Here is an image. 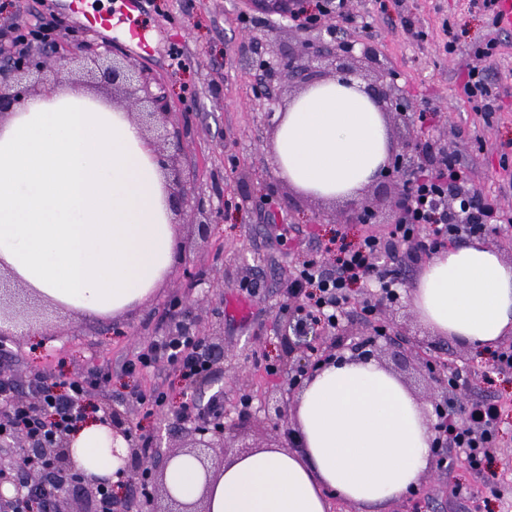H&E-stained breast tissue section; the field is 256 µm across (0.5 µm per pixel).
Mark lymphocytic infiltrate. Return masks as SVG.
<instances>
[{"mask_svg":"<svg viewBox=\"0 0 512 512\" xmlns=\"http://www.w3.org/2000/svg\"><path fill=\"white\" fill-rule=\"evenodd\" d=\"M30 12L28 0H13L11 11L0 14V45L25 53L76 33L75 28H61L54 16L29 26L26 17ZM436 164L429 181L411 186L404 211L389 236L366 233L356 243L340 245L336 267L330 272L310 256L295 265L289 281V294L294 301L289 328L294 335L335 329L356 290L374 287L381 300L394 301L398 282L381 270L380 261L394 257L397 245H408L406 258L415 263L422 256L438 252L448 241L477 234L485 225L501 223L503 212L497 201L485 198L480 204L472 203L470 177L455 156L437 154ZM452 192L459 198L453 210L446 205ZM198 348V337L187 327L137 351L124 362L123 369L132 373L164 361L176 366L184 378L193 379L207 369ZM110 377V369L104 368L86 377L50 383L33 380L28 384L29 399L22 402L17 398L18 384L13 375L1 369L0 437L25 435L36 442L46 441L57 432L76 428L84 419L90 389L105 385ZM501 415L498 401L472 400L462 416L440 422L439 427L449 446L458 449L468 465L477 470L490 460Z\"/></svg>","mask_w":512,"mask_h":512,"instance_id":"f902f5d3","label":"lymphocytic infiltrate"}]
</instances>
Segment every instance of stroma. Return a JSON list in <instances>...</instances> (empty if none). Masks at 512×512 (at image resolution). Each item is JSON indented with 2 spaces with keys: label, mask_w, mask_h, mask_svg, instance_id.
<instances>
[{
  "label": "stroma",
  "mask_w": 512,
  "mask_h": 512,
  "mask_svg": "<svg viewBox=\"0 0 512 512\" xmlns=\"http://www.w3.org/2000/svg\"><path fill=\"white\" fill-rule=\"evenodd\" d=\"M242 0H147L131 24L161 30L165 41L183 47L190 69H173L167 54L135 55L134 60L172 96L179 123L187 127L181 168L194 172L197 191L211 196L217 221L206 235L181 225L177 259L163 283L146 300L124 313L91 318L75 312L45 311L46 332L23 334L0 353V363L19 377L26 392L28 376L84 377L96 366L112 364V376L92 389L90 402L120 414L133 435L153 439V457L176 450L193 422L176 415L179 404L208 406L212 396L222 403L221 418L228 446L225 459L242 447H272L283 424L268 413L269 397L289 401L299 391L290 380L308 357L289 335L286 307L289 276L307 253L330 265L328 247L336 234L353 242L365 225L344 222L347 202L299 195L280 179L272 165L274 127L265 117L270 107L285 109L300 92L287 75L271 79L268 66L276 58L299 55L304 42L332 44L347 40L376 53L395 78L400 94L424 120L387 122L393 146L421 139L459 157L471 182L484 196L497 198L512 213V163L501 166V155L512 159V28L493 27L480 10V0H348V11L367 21V28L322 27L304 32L279 17L241 22ZM454 22L460 40L455 53L441 45L443 21ZM427 31L424 41L407 39L404 24ZM497 39L496 56L479 62L475 46ZM485 65L501 108L492 115L474 111L460 94L470 67ZM273 80L274 102L255 98L256 86ZM401 298L385 305L381 317L392 330L418 341H431L440 357L454 355V364H478L470 375L467 395L498 401L503 423L490 464L467 468L456 451L433 464L415 490L414 502L401 499L380 512H512V371L498 372L491 357H478L469 345L435 335L412 311L406 295L419 265L395 258ZM180 301L185 319L201 339H213L222 360L205 377L184 379L178 368H157L129 375L120 361L146 348L171 330L169 305ZM273 363L277 374L265 366ZM162 387L165 406L150 414L130 397L132 390ZM249 407H241V399ZM499 496H492V489Z\"/></svg>",
  "instance_id": "1"
}]
</instances>
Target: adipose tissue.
Returning a JSON list of instances; mask_svg holds the SVG:
<instances>
[{
    "instance_id": "1",
    "label": "adipose tissue",
    "mask_w": 512,
    "mask_h": 512,
    "mask_svg": "<svg viewBox=\"0 0 512 512\" xmlns=\"http://www.w3.org/2000/svg\"><path fill=\"white\" fill-rule=\"evenodd\" d=\"M390 152L382 113L360 80L309 87L289 104L271 147L276 174L307 196L348 199ZM177 228L159 164L127 113L56 88L27 98L0 123V273L51 307L116 316L163 281ZM408 300L436 334L488 352L512 335V264L475 240L432 257ZM301 446L237 457L205 483L189 456L166 485L208 512H327L335 494L376 512L402 498L434 463L425 406L373 361L324 369L294 414ZM87 476L117 481L112 437L89 419L70 435Z\"/></svg>"
}]
</instances>
